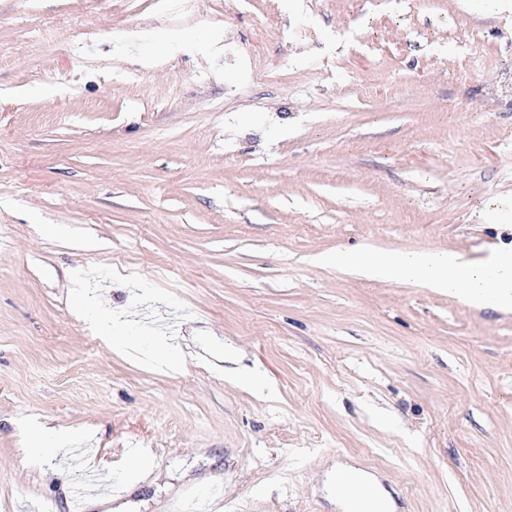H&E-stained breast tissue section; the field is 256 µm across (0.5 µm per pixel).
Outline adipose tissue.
<instances>
[{
  "label": "adipose tissue",
  "instance_id": "1",
  "mask_svg": "<svg viewBox=\"0 0 512 512\" xmlns=\"http://www.w3.org/2000/svg\"><path fill=\"white\" fill-rule=\"evenodd\" d=\"M335 264L375 279L419 284L474 307L512 308V256L503 253L475 263L440 251L390 256L349 252L337 255ZM328 474L341 479L336 487L337 512H396L381 477L355 461H336Z\"/></svg>",
  "mask_w": 512,
  "mask_h": 512
}]
</instances>
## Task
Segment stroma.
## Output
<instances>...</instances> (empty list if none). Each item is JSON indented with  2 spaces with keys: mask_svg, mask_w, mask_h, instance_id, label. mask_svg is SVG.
<instances>
[{
  "mask_svg": "<svg viewBox=\"0 0 512 512\" xmlns=\"http://www.w3.org/2000/svg\"><path fill=\"white\" fill-rule=\"evenodd\" d=\"M179 2L0 0V512H512V311L318 261L512 254V11ZM334 476L346 478L344 483L336 484V512H396V504L382 478L364 471L353 459L336 460L326 473L325 485H331Z\"/></svg>",
  "mask_w": 512,
  "mask_h": 512,
  "instance_id": "obj_1",
  "label": "stroma"
}]
</instances>
